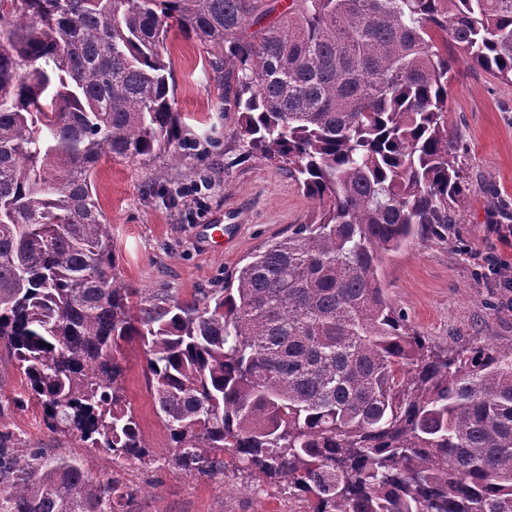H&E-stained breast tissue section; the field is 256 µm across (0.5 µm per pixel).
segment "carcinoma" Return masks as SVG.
Listing matches in <instances>:
<instances>
[{"instance_id": "obj_1", "label": "carcinoma", "mask_w": 512, "mask_h": 512, "mask_svg": "<svg viewBox=\"0 0 512 512\" xmlns=\"http://www.w3.org/2000/svg\"><path fill=\"white\" fill-rule=\"evenodd\" d=\"M263 2L0 0V347L91 454L155 462L115 356L137 341L189 474L243 463L314 512H512V346L435 351L378 278L457 223L448 45L512 83V0H289L269 23ZM173 23L224 52L246 155L315 203L236 287L189 301L118 283L93 195L102 159L182 157ZM133 494L0 413V512H123Z\"/></svg>"}]
</instances>
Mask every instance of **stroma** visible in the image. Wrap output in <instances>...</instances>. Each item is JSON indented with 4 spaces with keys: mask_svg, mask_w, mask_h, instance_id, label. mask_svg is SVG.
<instances>
[{
    "mask_svg": "<svg viewBox=\"0 0 512 512\" xmlns=\"http://www.w3.org/2000/svg\"><path fill=\"white\" fill-rule=\"evenodd\" d=\"M169 85L186 138V151L166 182L153 170L126 161H101L95 189L112 226L119 255L118 280L127 288H167L186 297L198 288H219L265 241L304 223L315 204L288 173L245 154L238 115L224 109V74L213 70L202 46L171 28L166 41ZM448 86V125L460 146L468 175L457 224L447 240L416 237L391 253L380 272L389 301L430 344L456 348L472 341L512 345V290L484 279L487 260L512 264V242L493 232L499 206L512 205V83L456 54ZM202 174L208 184L196 199L175 192ZM222 216L220 250L208 252L200 230ZM117 356L126 371L127 401L156 462H122L134 488L124 512H280L287 491L258 483L246 471L226 479L190 475L171 461L167 433L148 386L139 343L122 344ZM6 372L0 391L25 404L7 413L21 438L54 453H81L77 439L51 432L42 408L26 400V385L14 361L0 349ZM82 454V453H81Z\"/></svg>",
    "mask_w": 512,
    "mask_h": 512,
    "instance_id": "stroma-1",
    "label": "stroma"
}]
</instances>
